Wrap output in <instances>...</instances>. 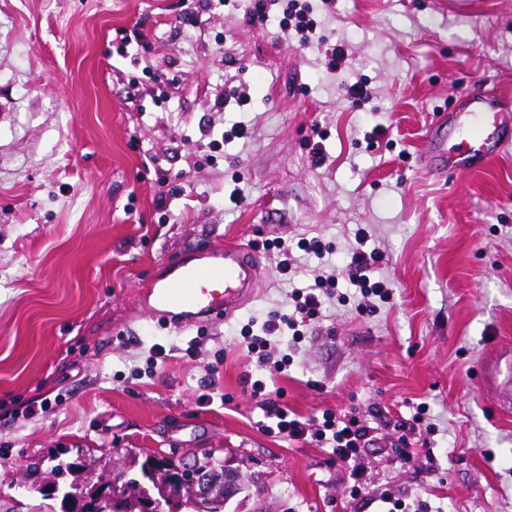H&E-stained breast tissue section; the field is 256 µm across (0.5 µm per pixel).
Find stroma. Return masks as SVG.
Returning a JSON list of instances; mask_svg holds the SVG:
<instances>
[{
    "instance_id": "obj_1",
    "label": "stroma",
    "mask_w": 512,
    "mask_h": 512,
    "mask_svg": "<svg viewBox=\"0 0 512 512\" xmlns=\"http://www.w3.org/2000/svg\"><path fill=\"white\" fill-rule=\"evenodd\" d=\"M250 7L0 0V512H59L16 487L57 448L120 468L214 451L243 484L224 512H382L386 493L409 512H512V148L443 180L419 163L458 92L512 98V0H335L306 49L281 39V6L262 25ZM140 34L146 47L119 56ZM342 39L349 60L328 70ZM360 79L373 94L355 105ZM242 84L249 103L219 111ZM238 120L249 138L221 142ZM360 227L392 298L324 305L269 375L241 330L287 313L321 263L295 250L284 279L269 243L318 236L340 266ZM235 239L261 278L232 318L180 333L150 319L141 295L167 258ZM258 381L299 415L368 421L359 496L327 449L262 430ZM418 410L430 455L399 460L392 424Z\"/></svg>"
}]
</instances>
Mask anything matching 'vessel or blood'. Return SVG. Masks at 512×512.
<instances>
[{"label":"vessel or blood","instance_id":"vessel-or-blood-1","mask_svg":"<svg viewBox=\"0 0 512 512\" xmlns=\"http://www.w3.org/2000/svg\"><path fill=\"white\" fill-rule=\"evenodd\" d=\"M461 140L455 151L429 140L421 154L435 176H460L481 168L508 146L500 132L512 126V107L489 102L474 91L458 93L453 109L442 114ZM260 278V263L248 245L193 247L170 260L169 274L150 290L145 306L165 326L185 330L206 321L227 319L249 299Z\"/></svg>","mask_w":512,"mask_h":512}]
</instances>
